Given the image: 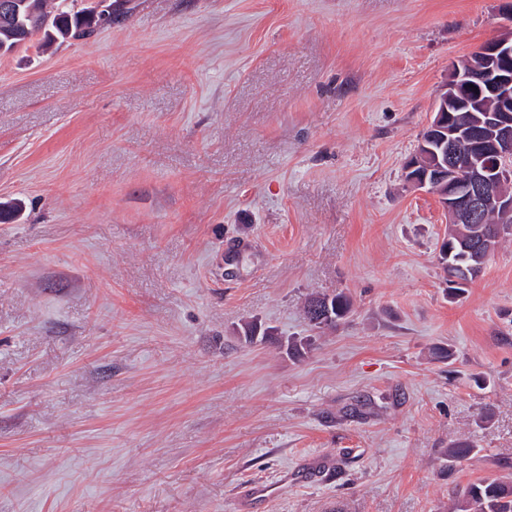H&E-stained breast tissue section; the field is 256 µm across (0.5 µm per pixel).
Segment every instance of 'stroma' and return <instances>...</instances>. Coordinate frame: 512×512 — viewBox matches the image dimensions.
<instances>
[{
  "instance_id": "35a3bbf8",
  "label": "stroma",
  "mask_w": 512,
  "mask_h": 512,
  "mask_svg": "<svg viewBox=\"0 0 512 512\" xmlns=\"http://www.w3.org/2000/svg\"><path fill=\"white\" fill-rule=\"evenodd\" d=\"M511 13L121 0L0 56V512H448L512 473V235L449 298L403 170ZM315 306L323 307L329 312V315L325 316L323 321L313 322V308ZM321 308L317 309L318 314H321ZM351 308V300L342 292L332 296L312 295L306 300L303 306V314L304 318L316 328H336L339 323L348 317Z\"/></svg>"
}]
</instances>
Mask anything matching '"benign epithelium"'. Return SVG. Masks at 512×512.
I'll return each mask as SVG.
<instances>
[{"label":"benign epithelium","mask_w":512,"mask_h":512,"mask_svg":"<svg viewBox=\"0 0 512 512\" xmlns=\"http://www.w3.org/2000/svg\"><path fill=\"white\" fill-rule=\"evenodd\" d=\"M429 123L440 132L426 170L413 162L405 180L415 189L434 191L450 224H480L488 210L512 221V19L497 35L455 60L448 81L435 96ZM475 112L467 130L453 124V113Z\"/></svg>","instance_id":"7a95c632"}]
</instances>
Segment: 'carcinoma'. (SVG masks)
Listing matches in <instances>:
<instances>
[{
    "instance_id": "1",
    "label": "carcinoma",
    "mask_w": 512,
    "mask_h": 512,
    "mask_svg": "<svg viewBox=\"0 0 512 512\" xmlns=\"http://www.w3.org/2000/svg\"><path fill=\"white\" fill-rule=\"evenodd\" d=\"M19 20L0 19V56L13 52L19 46L40 36L39 48L46 51L53 45L91 35L98 27L94 11L89 7L76 8L78 0H24ZM501 216L493 211L486 214L482 224H450L448 237L440 251V263L448 274L449 292L456 295L461 288L454 278L469 274L474 280L482 272V262L475 245L484 241L495 251L501 233L511 230V224L500 223ZM326 309L329 315L322 321H313V308ZM348 296L339 292L332 296L312 295L304 306V318L312 326L334 328L351 312ZM475 454L468 440H460L448 449V465L466 460ZM448 512H512V478L480 479L457 491Z\"/></svg>"
}]
</instances>
